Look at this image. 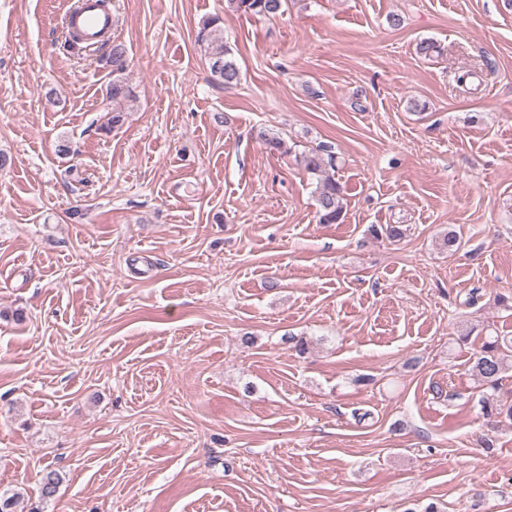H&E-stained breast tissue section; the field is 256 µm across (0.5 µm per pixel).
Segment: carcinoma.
<instances>
[{
    "instance_id": "obj_1",
    "label": "carcinoma",
    "mask_w": 512,
    "mask_h": 512,
    "mask_svg": "<svg viewBox=\"0 0 512 512\" xmlns=\"http://www.w3.org/2000/svg\"><path fill=\"white\" fill-rule=\"evenodd\" d=\"M227 9L252 17L270 18L278 14L283 0H226ZM197 42L208 50L210 71L225 87L235 86L240 81V69L230 45L224 42L221 18L204 19L196 34ZM99 61L112 68V80L106 89L107 98L121 102L131 97L125 77L127 67L126 48L121 42L105 45ZM304 170L316 180L315 201L317 216L321 224H339L344 217V190L336 181V156L327 145H319L301 154ZM472 375L484 387L483 413L512 421V404L498 399L497 392L503 375L512 371V339L499 335H488L470 363ZM62 481L60 474L46 470L41 479L40 497L47 502L54 499Z\"/></svg>"
}]
</instances>
